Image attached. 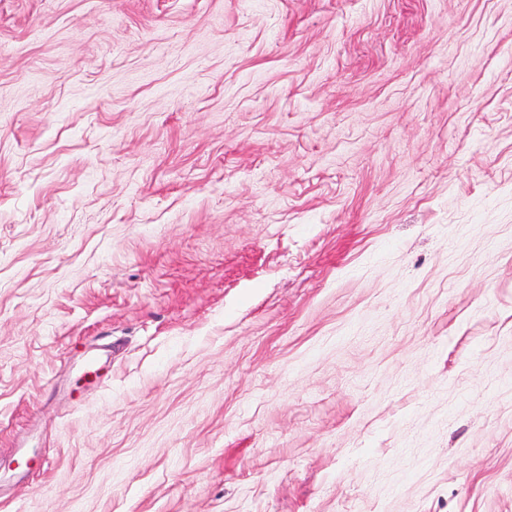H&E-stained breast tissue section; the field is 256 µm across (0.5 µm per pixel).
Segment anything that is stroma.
I'll list each match as a JSON object with an SVG mask.
<instances>
[{
	"label": "stroma",
	"instance_id": "35a3bbf8",
	"mask_svg": "<svg viewBox=\"0 0 512 512\" xmlns=\"http://www.w3.org/2000/svg\"><path fill=\"white\" fill-rule=\"evenodd\" d=\"M0 512H512V0H0Z\"/></svg>",
	"mask_w": 512,
	"mask_h": 512
}]
</instances>
